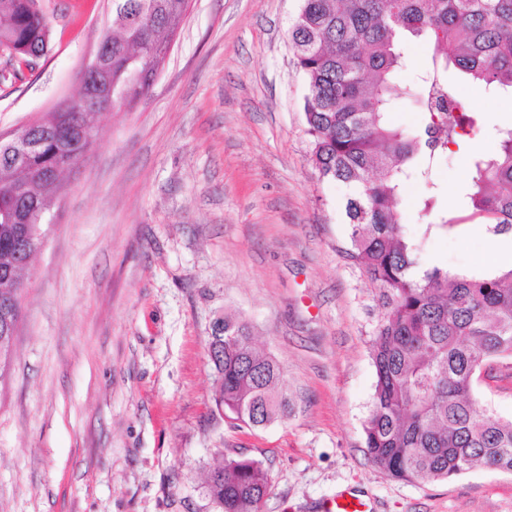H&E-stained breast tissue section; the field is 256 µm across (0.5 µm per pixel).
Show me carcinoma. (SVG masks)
Returning a JSON list of instances; mask_svg holds the SVG:
<instances>
[{"mask_svg": "<svg viewBox=\"0 0 512 512\" xmlns=\"http://www.w3.org/2000/svg\"><path fill=\"white\" fill-rule=\"evenodd\" d=\"M35 0H0V47L29 60L47 52L50 28ZM188 0H113L110 48L88 92L127 109L149 93L148 78L129 63L139 50L156 65L174 39ZM413 38L428 52L414 93L427 122L409 131L390 118L407 88L396 83L401 42ZM291 43L308 86L304 99L312 160L320 177L347 189L349 257L380 290L385 313L372 340L376 384L364 423L374 466L395 479L429 483L476 467L512 473V419L484 413L476 394L480 365L512 359V269L497 275L451 272L420 265L416 244L394 210L406 183L428 187L423 210L439 190L434 159L462 148L479 129L454 94L448 70L496 97H512V0H303ZM56 136L29 166L0 157V209L8 186L30 184L28 201L55 195L45 175L79 160L70 143L83 131L58 117ZM468 218L493 235L512 231V126L498 130V148L471 156L470 178L459 190ZM19 224L0 223V273L34 254ZM224 339L212 336L209 360L218 385L216 410L249 427L283 413V372L254 347L249 325L224 316ZM269 488L261 464L226 455L206 491L215 512H260Z\"/></svg>", "mask_w": 512, "mask_h": 512, "instance_id": "1", "label": "carcinoma"}]
</instances>
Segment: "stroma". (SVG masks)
<instances>
[{
    "instance_id": "stroma-1",
    "label": "stroma",
    "mask_w": 512,
    "mask_h": 512,
    "mask_svg": "<svg viewBox=\"0 0 512 512\" xmlns=\"http://www.w3.org/2000/svg\"><path fill=\"white\" fill-rule=\"evenodd\" d=\"M48 53L0 81V134L76 96L112 23V0H40ZM302 0H190L147 97L95 119L90 154L61 175L24 272L19 332L0 383V512H213L207 473L258 461L261 512H319L354 490L377 512H512V474L476 468L420 484L370 462L380 292L350 260L346 188L319 178L289 31ZM481 121L441 158L447 186L512 125L504 99L464 86ZM423 182L397 211L424 265L496 272L478 224L438 228ZM246 320L284 369L285 415L248 427L215 411L207 342L215 319ZM476 390L512 418V359Z\"/></svg>"
}]
</instances>
